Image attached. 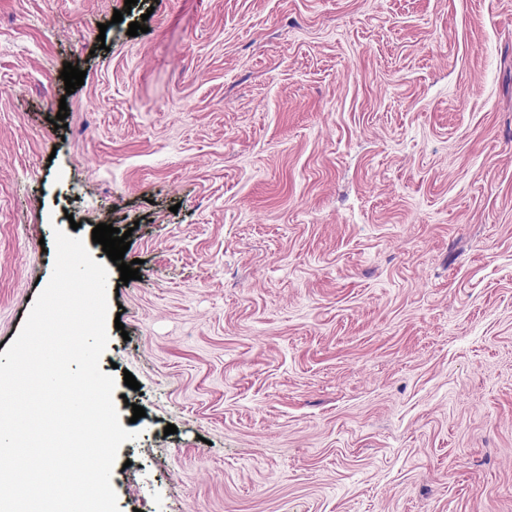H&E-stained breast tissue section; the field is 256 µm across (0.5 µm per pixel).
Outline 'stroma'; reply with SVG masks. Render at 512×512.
<instances>
[{
    "label": "stroma",
    "mask_w": 512,
    "mask_h": 512,
    "mask_svg": "<svg viewBox=\"0 0 512 512\" xmlns=\"http://www.w3.org/2000/svg\"><path fill=\"white\" fill-rule=\"evenodd\" d=\"M58 229L119 512H512V0H0L2 346Z\"/></svg>",
    "instance_id": "35a3bbf8"
}]
</instances>
